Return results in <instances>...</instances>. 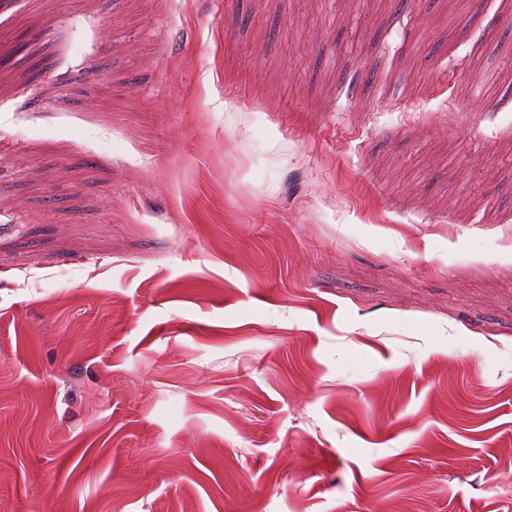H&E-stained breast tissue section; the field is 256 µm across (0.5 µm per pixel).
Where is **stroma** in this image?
<instances>
[{
    "mask_svg": "<svg viewBox=\"0 0 512 512\" xmlns=\"http://www.w3.org/2000/svg\"><path fill=\"white\" fill-rule=\"evenodd\" d=\"M511 465L512 0H0V512Z\"/></svg>",
    "mask_w": 512,
    "mask_h": 512,
    "instance_id": "obj_1",
    "label": "stroma"
}]
</instances>
